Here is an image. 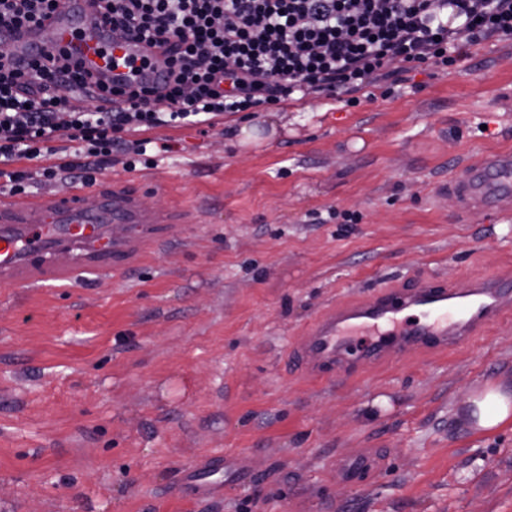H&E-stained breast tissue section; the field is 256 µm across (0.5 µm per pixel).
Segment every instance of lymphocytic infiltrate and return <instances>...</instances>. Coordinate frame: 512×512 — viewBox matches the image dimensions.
Masks as SVG:
<instances>
[{"label": "lymphocytic infiltrate", "instance_id": "lymphocytic-infiltrate-1", "mask_svg": "<svg viewBox=\"0 0 512 512\" xmlns=\"http://www.w3.org/2000/svg\"><path fill=\"white\" fill-rule=\"evenodd\" d=\"M112 29L166 43L160 88L116 89L82 64L45 54L25 67L0 48V184L26 192L16 161L43 160L41 175L84 185L121 151L126 169L151 166L150 139L129 131L215 126L224 113L253 112L293 96L329 99L433 63L448 67L463 50L512 37V0H93ZM61 0H0V30L39 25ZM81 95L95 106L76 110ZM75 142L70 160L53 162L51 142Z\"/></svg>", "mask_w": 512, "mask_h": 512}]
</instances>
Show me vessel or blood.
<instances>
[{
	"instance_id": "b4317fda",
	"label": "vessel or blood",
	"mask_w": 512,
	"mask_h": 512,
	"mask_svg": "<svg viewBox=\"0 0 512 512\" xmlns=\"http://www.w3.org/2000/svg\"><path fill=\"white\" fill-rule=\"evenodd\" d=\"M0 47L17 66L60 51L82 62L103 83L164 85L159 47L117 38L91 0H63L42 26L0 32ZM448 192L467 214L512 216V152L483 156L451 179ZM102 205L88 212L81 193L57 199L0 202V284H39L99 275L128 265L153 226L185 223L141 206L120 188L101 191ZM512 317V274L472 278L457 287L430 278L407 288H383L360 301L337 305L314 321L294 349L312 376L345 373L420 350L445 352L471 342ZM205 467L188 470L185 488L201 498L221 491Z\"/></svg>"
}]
</instances>
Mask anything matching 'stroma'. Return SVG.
<instances>
[{
	"label": "stroma",
	"mask_w": 512,
	"mask_h": 512,
	"mask_svg": "<svg viewBox=\"0 0 512 512\" xmlns=\"http://www.w3.org/2000/svg\"><path fill=\"white\" fill-rule=\"evenodd\" d=\"M359 98L148 130L171 152L115 155L98 184L196 223L99 278L0 285V512H512V423L462 418L484 383L512 389V319L360 373L309 378L293 352L338 302L512 267V219H456L448 195L512 150V38ZM219 456L248 479L179 492ZM211 470L205 466L190 469L185 473V489L194 498L206 497L207 495L222 491V485L212 483L204 476L205 472Z\"/></svg>",
	"instance_id": "35a3bbf8"
}]
</instances>
